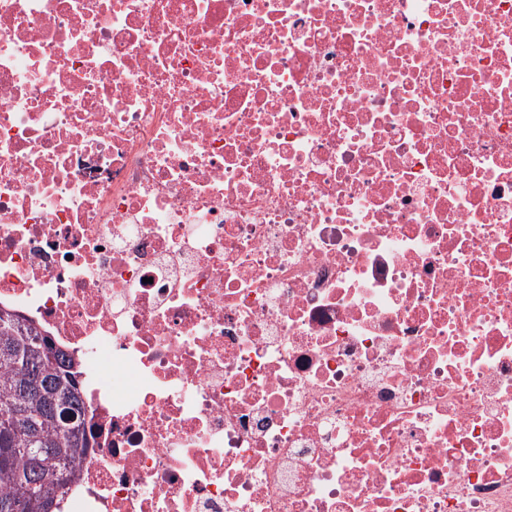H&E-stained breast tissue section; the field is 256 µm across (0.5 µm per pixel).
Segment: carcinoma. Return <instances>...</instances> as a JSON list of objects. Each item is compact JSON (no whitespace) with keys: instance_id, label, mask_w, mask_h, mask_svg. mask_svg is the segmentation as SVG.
<instances>
[{"instance_id":"obj_1","label":"carcinoma","mask_w":512,"mask_h":512,"mask_svg":"<svg viewBox=\"0 0 512 512\" xmlns=\"http://www.w3.org/2000/svg\"><path fill=\"white\" fill-rule=\"evenodd\" d=\"M74 361L0 309V512H58L90 447Z\"/></svg>"}]
</instances>
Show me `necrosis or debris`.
Instances as JSON below:
<instances>
[{
	"mask_svg": "<svg viewBox=\"0 0 512 512\" xmlns=\"http://www.w3.org/2000/svg\"><path fill=\"white\" fill-rule=\"evenodd\" d=\"M1 306L60 512H512V0H0ZM72 359L0 309V512H59L90 448Z\"/></svg>",
	"mask_w": 512,
	"mask_h": 512,
	"instance_id": "4bbe7bcc",
	"label": "necrosis or debris"
}]
</instances>
